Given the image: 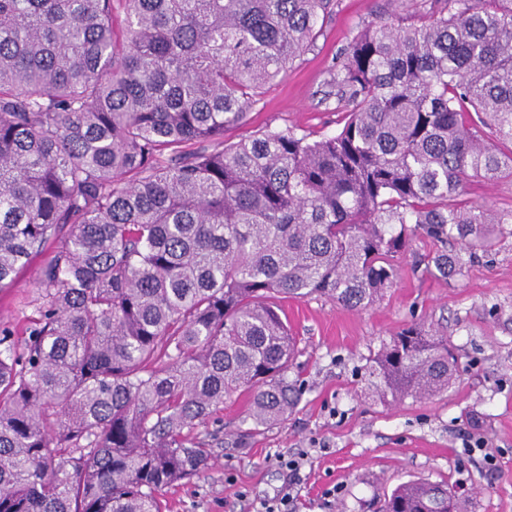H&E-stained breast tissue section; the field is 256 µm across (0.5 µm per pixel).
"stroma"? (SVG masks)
<instances>
[{
  "label": "stroma",
  "mask_w": 512,
  "mask_h": 512,
  "mask_svg": "<svg viewBox=\"0 0 512 512\" xmlns=\"http://www.w3.org/2000/svg\"><path fill=\"white\" fill-rule=\"evenodd\" d=\"M381 17L418 19L411 0H332L314 43L225 140L288 127L313 140L339 132L344 114L324 98L329 71L360 26ZM434 250L413 238L395 260L393 286L367 309L319 297L283 301L297 337L288 371L300 387L297 405L257 429L248 395L226 399L207 425L217 436L211 467L165 489L166 512H259L288 492L295 512H378L384 495L417 479L455 487L467 512H512V235L448 280L419 267ZM49 258L34 257L0 291V323L20 332L35 317L39 270ZM416 321L447 338L456 378L426 400H379L364 367L383 340ZM478 436L485 447L477 451ZM301 452L307 459L295 477L284 460Z\"/></svg>",
  "instance_id": "35a3bbf8"
}]
</instances>
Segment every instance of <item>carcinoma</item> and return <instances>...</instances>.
Segmentation results:
<instances>
[{
	"mask_svg": "<svg viewBox=\"0 0 512 512\" xmlns=\"http://www.w3.org/2000/svg\"><path fill=\"white\" fill-rule=\"evenodd\" d=\"M331 2L0 0V289L52 249L25 337L0 326V512H165L225 399L257 427L297 404L281 299L365 309L412 238L448 279L512 224L463 192L512 179V0L364 24L329 72L338 134L224 144ZM456 366L414 323L365 374L395 402ZM448 492L405 483L382 512H465Z\"/></svg>",
	"mask_w": 512,
	"mask_h": 512,
	"instance_id": "1",
	"label": "carcinoma"
}]
</instances>
